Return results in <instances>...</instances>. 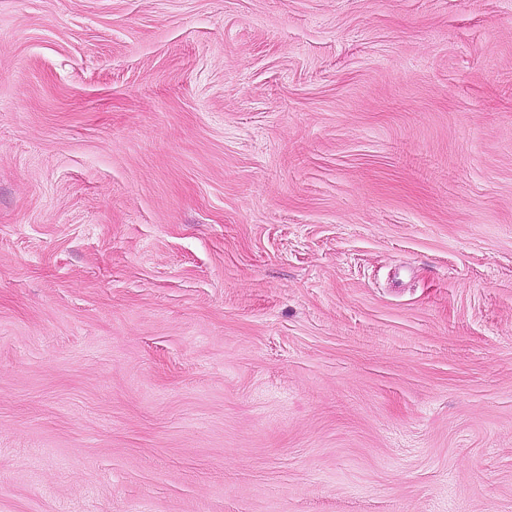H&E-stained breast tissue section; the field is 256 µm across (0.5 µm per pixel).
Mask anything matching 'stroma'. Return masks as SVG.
Instances as JSON below:
<instances>
[{"instance_id": "obj_1", "label": "stroma", "mask_w": 512, "mask_h": 512, "mask_svg": "<svg viewBox=\"0 0 512 512\" xmlns=\"http://www.w3.org/2000/svg\"><path fill=\"white\" fill-rule=\"evenodd\" d=\"M0 512H512V0H0Z\"/></svg>"}]
</instances>
